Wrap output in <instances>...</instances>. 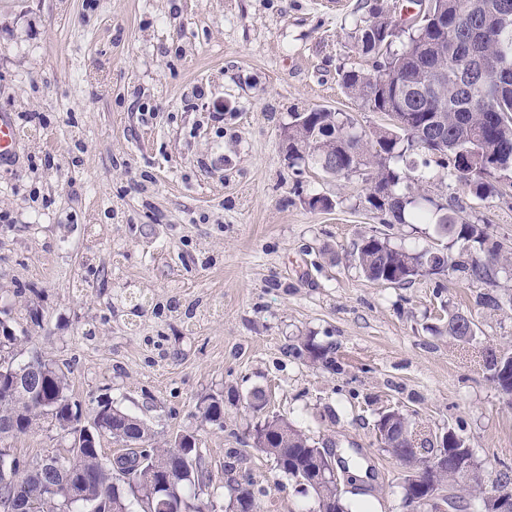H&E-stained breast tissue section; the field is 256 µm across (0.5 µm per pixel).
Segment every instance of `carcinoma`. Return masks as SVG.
<instances>
[{"label": "carcinoma", "mask_w": 512, "mask_h": 512, "mask_svg": "<svg viewBox=\"0 0 512 512\" xmlns=\"http://www.w3.org/2000/svg\"><path fill=\"white\" fill-rule=\"evenodd\" d=\"M457 0H442L440 17H425L414 32L394 29L383 7L374 5L369 18L357 29L354 48L372 59V70L343 68L339 72L345 92L374 112H406L402 127L379 130L367 139L353 122L327 108L295 112L288 124V161L308 160L316 166L336 162V175L371 170V182L389 189V199L370 192L366 203L386 216V224L406 220L435 224L440 234L466 244L453 255L440 250L410 252L395 248L377 236L366 237L354 252L365 277L373 282L406 284L418 276L459 273L482 281L493 291L483 293L478 304L491 310L512 305V294L494 291L497 268L512 263V252L492 238L486 224H473L460 212L434 204L420 193L415 157L435 156L436 163L477 199L502 194V179L512 172V0H477L470 12L456 9ZM388 40L378 53L374 40ZM470 155L471 166L461 164ZM448 334L474 335L461 314L448 319ZM17 336L0 320V512H16L23 504L30 512H210L211 502L200 498L210 477L192 434L187 443L159 444L154 431L141 418L109 406L95 415L96 429L88 438L78 433L81 413L69 395L67 373L53 360L36 355L16 362ZM490 379L504 395L512 394V353H492L486 363ZM30 368L39 370L33 388L17 385ZM203 421L224 426V399L209 395L198 407ZM43 418L62 434L65 447L28 460L14 452L11 441L32 430ZM393 430L415 431L403 412L388 410L377 422ZM109 436L122 445L112 456L102 455L100 439ZM260 450L272 456L277 469L316 495L318 506L341 499L338 484L318 477V469L337 467L329 449L282 417L267 419L256 427ZM387 452L406 460L409 467L448 456V467L436 474L447 505L460 508L462 495L497 494L512 486L505 471L496 485L485 486L482 466L474 460L465 441L452 432L448 440L424 438L413 447H402L390 437L382 441ZM166 486L157 488L159 481ZM194 488L189 495L186 489ZM241 512H254L257 503L248 488H234Z\"/></svg>", "instance_id": "1"}]
</instances>
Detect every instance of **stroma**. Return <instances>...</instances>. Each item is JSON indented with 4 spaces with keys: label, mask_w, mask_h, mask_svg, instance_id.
Returning <instances> with one entry per match:
<instances>
[{
    "label": "stroma",
    "mask_w": 512,
    "mask_h": 512,
    "mask_svg": "<svg viewBox=\"0 0 512 512\" xmlns=\"http://www.w3.org/2000/svg\"><path fill=\"white\" fill-rule=\"evenodd\" d=\"M377 1L402 8L0 0V114L20 132L0 160V319L29 336L25 355L69 367L84 413L109 399L160 439L195 434L219 512L232 481L260 512H317L255 447L263 415L348 459L351 512H406L407 469L375 434L390 409L420 433L455 431L486 484L512 471V399L486 368L489 351L512 353V308L478 305L486 285L452 276L368 280L351 257L362 238L461 246L431 224L383 223L365 175L293 167L285 153L295 112L327 108L367 134L389 126L339 83L340 68L371 67L353 45ZM422 173L424 195L512 246L511 197L478 200L434 163ZM319 196L332 208L310 207ZM455 312L475 339L449 336ZM307 342L335 367L311 364ZM210 394L224 397L223 426L198 416Z\"/></svg>",
    "instance_id": "obj_1"
}]
</instances>
